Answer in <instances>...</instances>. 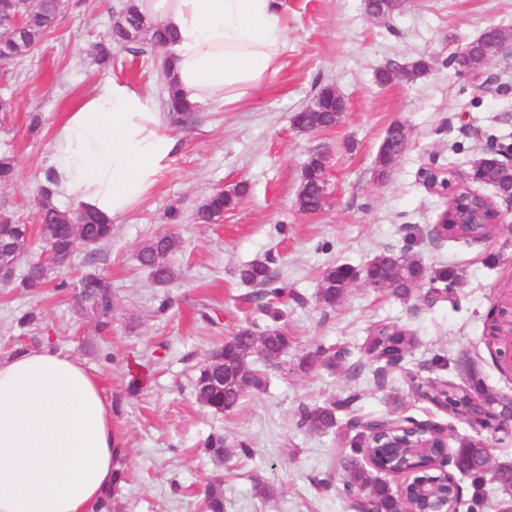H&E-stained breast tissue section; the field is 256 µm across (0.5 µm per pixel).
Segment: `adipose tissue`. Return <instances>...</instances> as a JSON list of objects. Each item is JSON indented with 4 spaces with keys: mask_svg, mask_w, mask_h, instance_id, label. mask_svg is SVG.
I'll list each match as a JSON object with an SVG mask.
<instances>
[{
    "mask_svg": "<svg viewBox=\"0 0 512 512\" xmlns=\"http://www.w3.org/2000/svg\"><path fill=\"white\" fill-rule=\"evenodd\" d=\"M175 30L178 84L197 104H234L280 64L281 0H136ZM177 139L148 95L103 77L49 143L55 192L111 219L155 185ZM113 406L99 376L51 343L0 354V512H94L111 489Z\"/></svg>",
    "mask_w": 512,
    "mask_h": 512,
    "instance_id": "ef3b65f1",
    "label": "adipose tissue"
}]
</instances>
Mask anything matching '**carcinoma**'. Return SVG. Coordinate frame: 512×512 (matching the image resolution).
<instances>
[{"label": "carcinoma", "mask_w": 512, "mask_h": 512, "mask_svg": "<svg viewBox=\"0 0 512 512\" xmlns=\"http://www.w3.org/2000/svg\"><path fill=\"white\" fill-rule=\"evenodd\" d=\"M67 5L60 0H36L24 13L21 37H7L0 33V61L20 62L26 59L51 32L61 19V12ZM368 8L378 18H387L398 11L397 0H371ZM492 35H480L470 42V48L464 62L457 63L470 71L480 70L486 66L490 57ZM174 40L169 30L147 22L138 12L133 0H125L122 8L113 16L106 41L95 47V59L98 65L112 66V48L116 47L130 52L136 57H151L153 49L163 47ZM162 75L168 92V105L174 117L182 124L195 121L197 105L191 103L176 87L171 76L170 64H165ZM335 88L325 86L319 91L318 108L306 107L293 116L294 126L298 130L318 132L336 124L337 114L341 112V102L336 100ZM406 132L403 125L393 124L387 131L385 145L379 150L375 171L377 176L388 175L403 151ZM326 156L316 153L311 155L305 166L310 171V178L297 198L299 209L314 213L325 204V184L318 181V172ZM16 163L10 155L0 156V183H9L15 178ZM482 181L499 189L511 184L512 172L487 163L481 170ZM52 174L44 173L38 188L39 209L36 219L40 238L50 242L57 250L60 267L67 266L73 254L75 238L94 239L102 245L112 239V222L94 213L74 207L61 209L55 203V192L50 187ZM246 191V186H239L234 192L227 193L217 189L206 196L197 206L193 219L198 224H217L224 219V211L234 205L237 196ZM0 244H6L23 255L31 249V225L15 217L6 209H0ZM180 247L179 238L173 234L160 233L146 240L137 251L139 263L154 269L158 265L169 266V257ZM373 280L370 287L376 290L393 288V295L404 299L424 274V265L412 256L403 253H381L374 257ZM351 266L346 264L331 266L321 275L317 300L332 307L343 296L348 282ZM241 281L258 287L255 298L258 308L265 316L262 324L251 322L241 330L246 335L232 338L214 346L206 359L198 367L194 380L196 399L213 414L222 415L235 410L245 393L260 391L266 386L269 367L285 356L290 345V338L281 325L286 317L288 294L286 289L275 285L274 276L269 267L262 262H253L243 266L238 272ZM31 294H39L51 286L57 292L69 293L71 284L65 279H57L56 271H49L37 262H32L27 269L12 282ZM81 294L85 307L80 309L82 315L93 322L94 332L106 336L112 332L113 299L112 284L97 273L87 272L79 279ZM416 344L414 335L406 329L393 325H380L368 334L359 347V358L348 365V370L355 372L366 363H385L394 354L403 351L410 353ZM312 358L326 371H333L339 365L340 356L336 351L318 347ZM429 397L445 400L452 407L465 403L474 396L487 404L497 401L479 384L469 388L448 386V391L434 383L426 385ZM358 396L349 394L328 404L304 407L300 411V423L306 428L320 433L336 432L337 413L353 417L356 415L355 403ZM201 448L217 467L223 465L226 454L224 434L216 431L210 433L202 442ZM467 459V474L472 479V507H482L484 501V461L488 448L479 440H466L461 443ZM347 475L343 483L345 492L366 489L370 493H379L386 497L388 512H402L403 502L389 494L388 486L371 477L366 470L354 461H346ZM127 480V469L118 472L112 491L100 501L96 512H122L118 492ZM206 512H224V494L220 483H209L205 491Z\"/></svg>", "instance_id": "cac0c4a2"}]
</instances>
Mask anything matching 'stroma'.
<instances>
[{"label": "stroma", "instance_id": "1", "mask_svg": "<svg viewBox=\"0 0 512 512\" xmlns=\"http://www.w3.org/2000/svg\"><path fill=\"white\" fill-rule=\"evenodd\" d=\"M122 0H69V9L30 58L0 62V90L13 110L0 118V151L14 156L16 178L0 187L8 204L33 221L37 186L48 164L52 133L103 75L152 94L167 109L163 77L154 63L120 54L103 72L90 50L105 34L109 11ZM287 42L280 69L242 102L198 108L190 125L169 123L178 147L154 187L113 221L111 242L87 261L78 255L67 280L90 271L115 291L111 335H95L72 295L46 289L32 296L0 288V352L50 341L81 357L115 404L114 428L129 450L131 479L121 492L125 512H201L214 467L198 444L223 431L224 512H349L336 491L344 479L338 437L303 427V406L324 404L356 391L360 417L394 412L445 428L449 447L481 439L490 447L484 474L488 501L482 512H506L496 466L512 463V437L465 424L416 399L407 373L468 387L477 380L499 397H512V374L501 372L485 340L490 310L512 293V223L488 239H439L433 233L447 199L417 178L427 163L469 172L490 143L512 145V69L491 58L485 71L504 93H481L458 74L450 58L488 27L512 34V0H408L392 19L378 21L364 0H282ZM432 70L412 80L379 85V69L419 57ZM331 85L347 110L335 127L316 133L294 128L292 116ZM407 130L408 146L390 174L378 178L375 159L388 128ZM327 157L326 203L299 209L297 195L308 157ZM245 185L246 192L217 224L192 214L214 189ZM179 209L181 223L168 214ZM169 232L181 239L170 259L172 280L156 283L137 261L139 246ZM415 254L430 275L447 273L448 286L413 289L408 298L358 281L336 306L316 300L323 270L336 263L364 267L383 250ZM261 261L297 296L285 327L292 342L268 385L216 416L195 398L193 381L206 353L257 315L253 286L240 281L242 266ZM166 314H157L161 300ZM33 308L38 320L19 329L15 316ZM412 331L417 345L399 366L367 365L355 373H329L311 365L318 345L356 351L377 323ZM144 380L130 394L131 376ZM253 455H238L239 442ZM331 477L334 490L317 482Z\"/></svg>", "mask_w": 512, "mask_h": 512}]
</instances>
